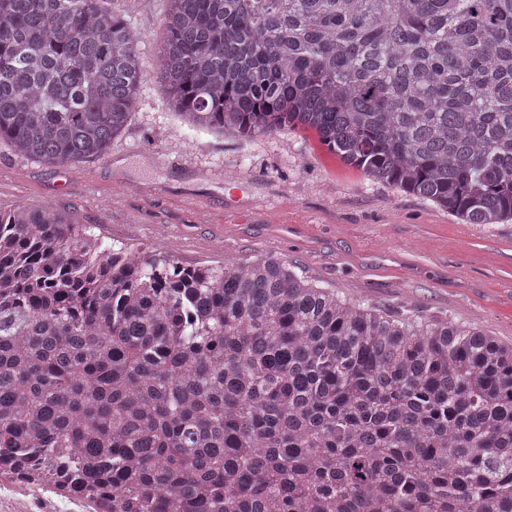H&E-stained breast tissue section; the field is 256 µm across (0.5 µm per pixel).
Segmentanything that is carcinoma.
<instances>
[{
	"label": "carcinoma",
	"mask_w": 512,
	"mask_h": 512,
	"mask_svg": "<svg viewBox=\"0 0 512 512\" xmlns=\"http://www.w3.org/2000/svg\"><path fill=\"white\" fill-rule=\"evenodd\" d=\"M102 0H0V142L108 154L140 41ZM197 131H317L369 180L512 221V0H168ZM96 512H512V343L288 262L184 267L0 210V479Z\"/></svg>",
	"instance_id": "cac0c4a2"
}]
</instances>
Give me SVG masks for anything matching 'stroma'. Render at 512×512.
Wrapping results in <instances>:
<instances>
[{
  "label": "stroma",
  "instance_id": "obj_1",
  "mask_svg": "<svg viewBox=\"0 0 512 512\" xmlns=\"http://www.w3.org/2000/svg\"><path fill=\"white\" fill-rule=\"evenodd\" d=\"M166 8L139 0L131 16L144 81L109 153L65 171L1 143L0 209H58L185 266L275 256L341 298L512 343V221L466 224L371 182L311 128L248 143L188 132L156 82Z\"/></svg>",
  "mask_w": 512,
  "mask_h": 512
}]
</instances>
